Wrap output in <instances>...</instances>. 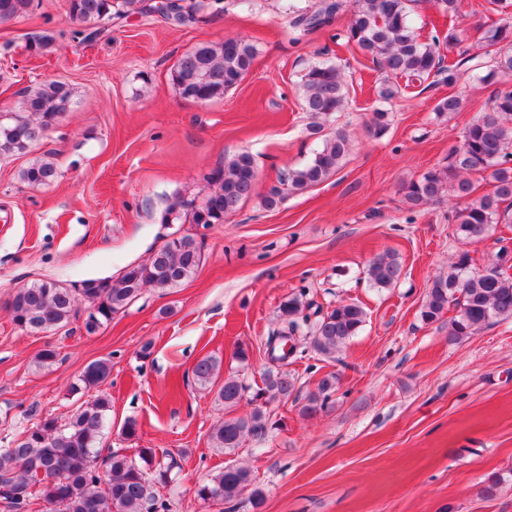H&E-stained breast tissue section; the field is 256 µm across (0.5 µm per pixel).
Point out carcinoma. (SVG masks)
<instances>
[{"label": "carcinoma", "mask_w": 512, "mask_h": 512, "mask_svg": "<svg viewBox=\"0 0 512 512\" xmlns=\"http://www.w3.org/2000/svg\"><path fill=\"white\" fill-rule=\"evenodd\" d=\"M418 0H353L346 25V43L355 46L372 59L384 74L378 97L388 102L396 97L402 85L432 83L453 84L459 78L463 60H446L443 51L451 52L463 39L455 29L457 0H436L440 12L448 17V33L444 37H422L412 21V5ZM33 0H0V22L31 13ZM491 11L502 16L480 32L477 43L491 65L484 80L491 82L499 73L512 75V0H488ZM66 12L78 23L86 37L106 33L112 23L131 14L159 16L168 23L184 26L201 21L207 14L219 11V0H176L161 6L150 0H66ZM344 8L343 0H318L315 7L291 11L290 28L307 34L329 23ZM257 51L246 37L219 43H201L182 54L173 70V82L180 95L194 101H211L224 97L252 67ZM302 109L311 119L310 133L319 135L331 115L342 112L349 99V86L341 66L316 63L301 79ZM72 90L60 80L44 81L23 92V115L0 118V156L22 153L42 140L52 126L69 111ZM459 97L449 95L437 101L436 115L460 109ZM388 128V112L377 108L368 124L369 133L378 137ZM350 149L349 135L338 129L323 140L322 147L302 167L292 169L283 186L273 187L261 198L266 209L280 203L284 193L299 192L324 182L343 163ZM491 171L493 190L470 199L474 186L469 175ZM57 166L51 154L35 159L22 170L21 180L29 186H41L55 180ZM256 167L253 156L239 152L214 169L208 177V191L196 200L174 198L161 217L187 221L207 227L222 224L236 213L256 189ZM453 191L464 201L448 212L453 233L471 242H480L493 225L512 221V87L494 92L490 104L479 119L464 132L459 147L451 154L446 167L433 168L403 186L404 199L413 209L438 202L444 193ZM508 249L499 250L496 261L480 272L470 270V256L457 255L448 273L433 278L420 309L421 321L431 324L453 310L448 319V341H461L477 334L492 323L512 320V264L505 259ZM202 263V243L196 236L185 234L154 250L143 262L130 264L116 278L86 279L72 291L55 282L43 280L16 289L9 300L15 325L30 332L56 330L69 324L83 304L96 312L97 319L84 322L86 333L94 334L112 321V316L125 311L143 288H171L192 278ZM402 265L396 253L388 251L374 258L366 268L367 279L378 289L397 283ZM305 294L288 297L280 304L284 328L267 340L268 358L273 365L261 376V384L251 387L236 375H228L217 391L224 408L232 409L248 400L253 410L218 423L210 435L215 448L230 454L241 447L245 438L258 436L268 429L267 406L295 391V380L274 363L285 356L274 354L275 341L295 335L302 326H310L313 348L333 357L358 334L367 321L363 304L347 302L328 310L312 307ZM218 361L211 357L199 360L192 369L195 386H214ZM111 373L106 360L86 366L74 390L91 391L101 387ZM339 378L334 372L322 376L314 391L301 407L313 416L329 407ZM110 399L100 394L81 406L63 424L54 417L36 422L14 440L10 447L0 448V487L6 492L5 503L19 512L32 499H41L61 512H165L166 503L159 489L172 481L176 462L155 460L151 448L139 452L140 462L124 455L110 454L100 458L97 449L110 411ZM252 471L243 466L228 465L210 482L196 490L206 502L213 498L226 502L253 485Z\"/></svg>", "instance_id": "carcinoma-1"}]
</instances>
